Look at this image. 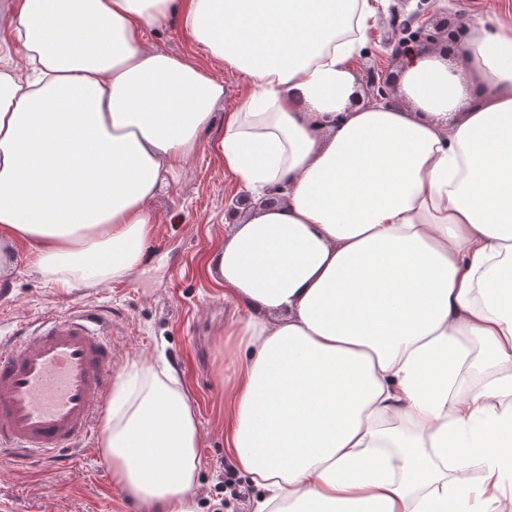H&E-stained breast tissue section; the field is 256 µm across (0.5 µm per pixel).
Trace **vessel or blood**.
<instances>
[{"mask_svg":"<svg viewBox=\"0 0 512 512\" xmlns=\"http://www.w3.org/2000/svg\"><path fill=\"white\" fill-rule=\"evenodd\" d=\"M109 321L73 306L0 340V456L17 467L74 454L112 390Z\"/></svg>","mask_w":512,"mask_h":512,"instance_id":"vessel-or-blood-1","label":"vessel or blood"}]
</instances>
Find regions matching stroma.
Returning a JSON list of instances; mask_svg holds the SVG:
<instances>
[{
  "label": "stroma",
  "mask_w": 512,
  "mask_h": 512,
  "mask_svg": "<svg viewBox=\"0 0 512 512\" xmlns=\"http://www.w3.org/2000/svg\"><path fill=\"white\" fill-rule=\"evenodd\" d=\"M392 2L374 0L376 17L355 60L357 77L370 68L400 69L386 46L387 40L402 35L389 12ZM491 14L512 21V0H425L421 20L449 15L467 28ZM146 41L223 78L224 108L246 94V83L200 54L177 17L148 32ZM216 138V133L205 134L175 183L151 201L156 236L149 255L123 281L65 293L31 271L27 245H15L12 267L0 275V338L52 310L84 306L111 312L113 373L136 359L164 357L196 406L201 434L196 496L201 512H247L246 501L227 499L229 491L244 483L224 443L229 421L224 388L236 368L226 339L235 309L207 271L209 259L224 245L225 207L245 189L225 170L214 148ZM0 502L11 512H27L33 505L40 512H145L113 486L108 465L94 445L77 460L28 470L0 462Z\"/></svg>",
  "instance_id": "35a3bbf8"
}]
</instances>
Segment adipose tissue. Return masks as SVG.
<instances>
[{"mask_svg":"<svg viewBox=\"0 0 512 512\" xmlns=\"http://www.w3.org/2000/svg\"><path fill=\"white\" fill-rule=\"evenodd\" d=\"M248 94L147 45L172 13ZM372 0H9L0 6V264L55 287L127 277L149 201L219 126L254 199L208 271L237 318L226 446L252 512H512V22L401 66L358 105ZM200 429L135 360L99 451L147 512H200ZM480 468V482L470 472ZM392 73H384L381 72L380 75H375L374 73H370L365 80V87L367 91H373V96L375 88H377V94L375 95L376 99L379 97V101H383L385 105L394 106L398 103L399 98L391 97L387 92V88L391 85Z\"/></svg>","mask_w":512,"mask_h":512,"instance_id":"adipose-tissue-1","label":"adipose tissue"}]
</instances>
